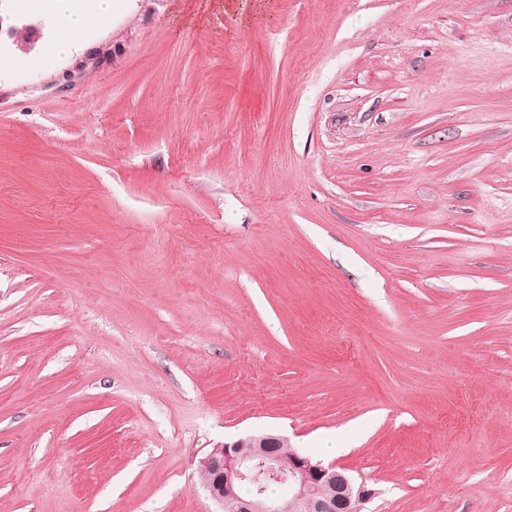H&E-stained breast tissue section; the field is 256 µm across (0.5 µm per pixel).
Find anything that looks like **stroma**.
Returning <instances> with one entry per match:
<instances>
[{
    "label": "stroma",
    "mask_w": 512,
    "mask_h": 512,
    "mask_svg": "<svg viewBox=\"0 0 512 512\" xmlns=\"http://www.w3.org/2000/svg\"><path fill=\"white\" fill-rule=\"evenodd\" d=\"M0 23V512H216L262 433L512 512V0ZM52 6L54 12L63 19V25L53 44V54L60 56L68 53L72 45L83 35L88 20L77 7V0H53Z\"/></svg>",
    "instance_id": "35a3bbf8"
}]
</instances>
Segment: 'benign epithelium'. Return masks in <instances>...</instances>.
<instances>
[{"instance_id":"obj_1","label":"benign epithelium","mask_w":512,"mask_h":512,"mask_svg":"<svg viewBox=\"0 0 512 512\" xmlns=\"http://www.w3.org/2000/svg\"><path fill=\"white\" fill-rule=\"evenodd\" d=\"M247 441L252 451L244 454L241 448ZM284 442L279 435L263 434L215 445L199 460L201 469L214 476V482L206 486L210 498L230 512H280L262 491L250 501H241L234 494L233 485L261 467L288 485V493L304 512H362L368 498L364 484L342 468L314 461L295 450L286 457L275 453L274 448Z\"/></svg>"}]
</instances>
